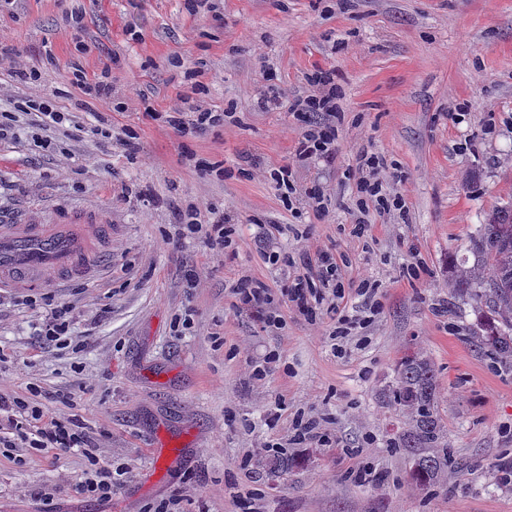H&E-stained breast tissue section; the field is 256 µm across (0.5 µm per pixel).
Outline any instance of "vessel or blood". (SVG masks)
<instances>
[{
    "label": "vessel or blood",
    "mask_w": 512,
    "mask_h": 512,
    "mask_svg": "<svg viewBox=\"0 0 512 512\" xmlns=\"http://www.w3.org/2000/svg\"><path fill=\"white\" fill-rule=\"evenodd\" d=\"M111 242L112 219L97 211L35 208L16 223H0V291L96 281Z\"/></svg>",
    "instance_id": "b4317fda"
}]
</instances>
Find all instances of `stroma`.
Returning a JSON list of instances; mask_svg holds the SVG:
<instances>
[{
  "instance_id": "obj_1",
  "label": "stroma",
  "mask_w": 512,
  "mask_h": 512,
  "mask_svg": "<svg viewBox=\"0 0 512 512\" xmlns=\"http://www.w3.org/2000/svg\"><path fill=\"white\" fill-rule=\"evenodd\" d=\"M219 18L189 0H14L0 12V108L51 90L77 125L62 152L41 154L29 135L0 140V215L30 206L84 204L110 212V257L93 283L56 289L75 308L80 353L43 348L35 327L45 311L0 292V392L36 384L44 408L85 424L100 458L120 471L111 501L77 494L81 458L52 452L18 466L0 457V512H39L51 494L58 512H146L184 499L189 512H512V372L470 345L471 301L452 296L448 258L495 207L512 202V0H216ZM112 64V102L98 115L78 109L71 64L87 76ZM35 67L28 86L13 71ZM333 71L345 114L333 162L298 160L303 124L287 104L311 95L309 73ZM201 71V108L232 112L202 138L183 140L161 115L190 94ZM284 107L262 109L267 81ZM108 119L113 135L138 134L135 152L103 148L86 125ZM363 150L385 156L384 173L407 215L357 207L348 171ZM203 159L234 177L201 175ZM288 166L303 188L331 196L324 217L307 202L288 209L270 180ZM235 218L234 244L212 251L175 242L176 205ZM261 224L280 225L278 251L290 266L262 258ZM335 255L343 283L380 285L382 308L334 351V315L317 321L286 305L284 291L318 253ZM421 262V279L407 268ZM274 291L280 328L235 307L242 277ZM189 318V328L178 325ZM20 359H12V352ZM438 370V410L460 471L420 490L407 456L392 447L401 412L384 392L405 354ZM267 363L263 378L255 365ZM315 419L325 442L292 439L297 415ZM300 456L273 469L270 444ZM170 456L157 469L158 450ZM372 466L383 481L358 480Z\"/></svg>"
}]
</instances>
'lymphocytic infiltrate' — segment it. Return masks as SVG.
I'll return each instance as SVG.
<instances>
[{"mask_svg":"<svg viewBox=\"0 0 512 512\" xmlns=\"http://www.w3.org/2000/svg\"><path fill=\"white\" fill-rule=\"evenodd\" d=\"M308 80L320 86L321 92L296 102L295 108L302 112L318 113L320 120L308 125L302 132L295 155L301 160L321 159L330 162L336 155V141L330 123L341 115L335 75L330 71H320L309 75ZM21 113L30 116L33 127L39 129L40 134L34 137L33 144L45 152L58 149L52 137L53 132H65L74 125L71 111L59 103L57 93H45L20 99L14 111L0 113V139L14 135L17 116ZM386 164L383 156L373 152L364 150L357 156L355 194L360 212L372 208L385 214L393 209H405V201L392 197L380 178V172ZM185 214L186 220L179 229L181 237L202 240L211 249L232 246L231 226L234 219L230 214H218L207 223L200 221L196 206H187ZM309 269L315 273L320 284L330 287L333 297L342 300L350 294L356 300L355 306L339 310L336 333L343 334L349 329L365 325L370 315L378 312L380 305L373 282L362 281L350 292L336 284L337 262L333 254L319 253L314 262L310 263ZM17 302L28 307L36 304L48 306L49 312L41 329L44 345L59 350L71 347V325L74 321L72 305L56 300L54 294L49 292H22L18 294ZM41 398V390L34 387L30 388L28 394L21 396L0 393V456L21 465L25 462L23 453L27 450L36 453L78 450L83 458L81 477L77 484L78 493L100 501L111 500L116 488L115 477L111 465L100 461L94 438L78 419L47 414Z\"/></svg>","mask_w":512,"mask_h":512,"instance_id":"obj_1","label":"lymphocytic infiltrate"}]
</instances>
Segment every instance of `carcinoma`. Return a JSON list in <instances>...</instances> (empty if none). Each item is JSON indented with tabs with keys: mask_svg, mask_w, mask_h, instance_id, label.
<instances>
[{
	"mask_svg": "<svg viewBox=\"0 0 512 512\" xmlns=\"http://www.w3.org/2000/svg\"><path fill=\"white\" fill-rule=\"evenodd\" d=\"M468 251L474 258L471 265L466 257L450 258L448 284L455 295L472 300L478 311L491 315V322L470 337L471 342L496 364L512 369V203L489 214L487 223L471 237ZM394 372L385 398L404 414L406 424L393 445L407 455L418 485H439L458 462L438 412L434 364L413 353L401 358Z\"/></svg>",
	"mask_w": 512,
	"mask_h": 512,
	"instance_id": "obj_1",
	"label": "carcinoma"
}]
</instances>
